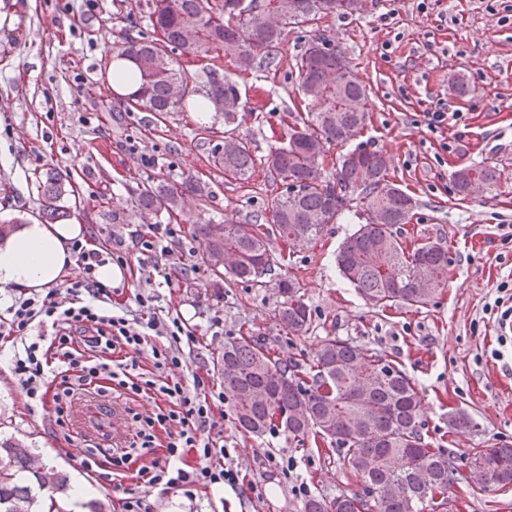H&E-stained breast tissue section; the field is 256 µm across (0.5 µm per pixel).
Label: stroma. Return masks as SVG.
<instances>
[{"instance_id":"obj_1","label":"stroma","mask_w":512,"mask_h":512,"mask_svg":"<svg viewBox=\"0 0 512 512\" xmlns=\"http://www.w3.org/2000/svg\"><path fill=\"white\" fill-rule=\"evenodd\" d=\"M149 29L148 0H96L91 12L85 0H0V223L21 214L41 217L33 173L47 169L72 180L74 192L62 200L68 223L84 225L86 235L103 244L113 230L130 241L155 223L131 204L134 188L146 179L176 186L190 176L209 182L207 201L182 196L183 247L195 245L190 231L201 222H266L286 187L261 166L246 182L225 183L204 138L206 130L223 131L220 113L202 123L193 112H178L154 132L148 113L125 111L101 48L119 50L127 36ZM320 32L345 52L367 87L362 140L387 153L391 178L417 201L408 238L448 241L447 288L420 310L366 307L335 264L338 245L357 225L349 218L328 225L318 242L293 248L288 272L303 284L315 317L308 335L289 338L281 331L274 288L228 283L219 300L201 272L161 289V305L180 311L192 326L223 318V334L202 337L190 360L216 392L224 388L218 358L225 340L248 332L265 338L277 356L302 362L333 336L374 348L415 381L424 434L454 458L456 512H512V488L476 491L467 480L473 449L512 446V342L501 343L499 318L486 309L512 272V240L503 230L512 225V0H369L362 15L322 20ZM308 37L292 30L277 69L239 79L248 100L239 132L257 156L274 146L272 131L286 114L306 109L295 57ZM456 73L469 84L460 98L448 90ZM439 102L464 119L435 134L421 118ZM130 137L158 165L133 159L125 148ZM471 164L497 167L501 178L482 198L461 200L451 175ZM183 247L172 249L168 266L179 267ZM458 409L468 413L471 427L449 428L448 415ZM216 421L234 465L264 488V496L195 487L156 499L155 512H302L296 481L313 496L361 489L358 477L338 465L336 445L299 448L279 429L241 433L228 404ZM0 436L39 448L45 463L68 475L80 502L100 500L118 512L109 482L78 466L101 434L83 429L78 417L63 429L52 411L30 410L6 358L0 360ZM267 451L295 458L293 476L264 465Z\"/></svg>"}]
</instances>
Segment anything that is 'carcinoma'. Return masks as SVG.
I'll return each instance as SVG.
<instances>
[{
    "label": "carcinoma",
    "instance_id": "cac0c4a2",
    "mask_svg": "<svg viewBox=\"0 0 512 512\" xmlns=\"http://www.w3.org/2000/svg\"><path fill=\"white\" fill-rule=\"evenodd\" d=\"M241 0H151L152 32L129 37L116 59H130L140 77L139 88L126 97L130 112L154 115V125L200 96L224 114V147L211 152L214 167L226 182L251 178L258 158L236 133L243 102L237 77L277 66L280 46L288 32L312 27L336 15H356L365 3L355 0H247L260 20L239 8ZM229 55L234 70L209 66V60ZM196 67L190 73L188 67ZM302 100L314 111L294 115L273 133L280 146L263 159L267 170L284 185L275 201L271 227L259 224H196L194 235L203 249L199 266L212 286L225 282L279 288L282 301L275 310L281 330L305 336L314 318L301 282L281 274L291 254L276 251L271 238L283 244L313 243L325 227L348 214L357 227L340 244L336 265L357 288L365 304L385 309L402 303L416 309L430 304L447 287L451 262L444 238L410 245L403 226L415 215L417 202L389 177L386 155L360 142L339 156L333 172L320 176L326 146H345L363 131L368 93L344 52L319 35L305 43L295 58ZM181 95L172 97L174 87ZM45 219L65 216L61 200L64 178L54 172L34 173ZM498 179L496 168L463 166L452 175L457 194L468 187L485 188ZM209 198V184L189 177L181 186L143 181L133 192L132 206L140 213L178 216L180 195ZM224 395L234 405L239 427L261 435L282 428L299 446L330 440L342 450L339 463L372 488L373 497L340 494L311 497L304 512H450L457 481L454 458L425 440L420 425V399L414 381L378 352L339 337L324 339L308 367L278 358L258 336L231 338L220 359ZM33 448L0 438V512H42L56 503L66 476L42 463ZM470 473L475 489L512 486V448H477Z\"/></svg>",
    "mask_w": 512,
    "mask_h": 512
}]
</instances>
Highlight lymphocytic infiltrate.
Returning <instances> with one entry per match:
<instances>
[{
	"label": "lymphocytic infiltrate",
	"instance_id": "obj_1",
	"mask_svg": "<svg viewBox=\"0 0 512 512\" xmlns=\"http://www.w3.org/2000/svg\"><path fill=\"white\" fill-rule=\"evenodd\" d=\"M181 241L178 224H151L138 236V261L152 266L154 275L130 302L121 300L120 289H107L97 279L98 268L106 264L128 265L123 235L113 233L106 247L72 241L81 276L13 298L0 320V342L12 351L10 363L22 392L31 403L54 411L57 423H64L69 406L89 390L163 401L155 416L144 418L132 444L110 455L108 480L121 496V512H154L151 496L190 486L241 487L240 472L214 421L224 397L188 363L195 333L179 311L158 304L160 287L173 284L162 259ZM160 426L166 443L159 453L155 431ZM135 457L143 464L140 487L133 490L124 485V471Z\"/></svg>",
	"mask_w": 512,
	"mask_h": 512
}]
</instances>
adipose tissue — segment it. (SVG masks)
I'll return each mask as SVG.
<instances>
[{"instance_id":"obj_1","label":"adipose tissue","mask_w":512,"mask_h":512,"mask_svg":"<svg viewBox=\"0 0 512 512\" xmlns=\"http://www.w3.org/2000/svg\"><path fill=\"white\" fill-rule=\"evenodd\" d=\"M81 224L28 221L0 239V290L41 291L56 285L75 265L70 249L82 238Z\"/></svg>"}]
</instances>
